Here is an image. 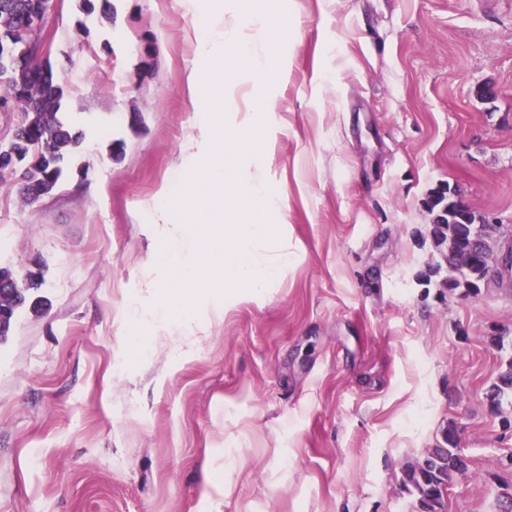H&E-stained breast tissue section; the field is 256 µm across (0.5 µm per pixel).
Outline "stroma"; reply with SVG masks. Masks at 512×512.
<instances>
[{"label": "stroma", "mask_w": 512, "mask_h": 512, "mask_svg": "<svg viewBox=\"0 0 512 512\" xmlns=\"http://www.w3.org/2000/svg\"><path fill=\"white\" fill-rule=\"evenodd\" d=\"M112 4L53 0L36 56L84 133L58 188L29 205L0 181V264L45 300L0 344V512H419L404 470L450 428L468 469L445 512H504L512 269L469 297L426 276L438 192L512 225V0H281L276 109L251 124L249 85L190 96L187 0ZM205 117L284 192L288 268L200 343L174 326L138 353L161 187L192 184L189 221L255 217L187 164Z\"/></svg>", "instance_id": "35a3bbf8"}]
</instances>
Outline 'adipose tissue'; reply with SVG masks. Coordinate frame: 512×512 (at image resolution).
Here are the masks:
<instances>
[{
    "label": "adipose tissue",
    "mask_w": 512,
    "mask_h": 512,
    "mask_svg": "<svg viewBox=\"0 0 512 512\" xmlns=\"http://www.w3.org/2000/svg\"><path fill=\"white\" fill-rule=\"evenodd\" d=\"M189 22L196 40V65L189 89L207 76H221L216 95L250 83L254 98L244 116L253 122L257 114L271 112L275 101L267 88L280 71L288 41V18L271 8L270 0H243L226 10L224 0H189Z\"/></svg>",
    "instance_id": "ef3b65f1"
}]
</instances>
